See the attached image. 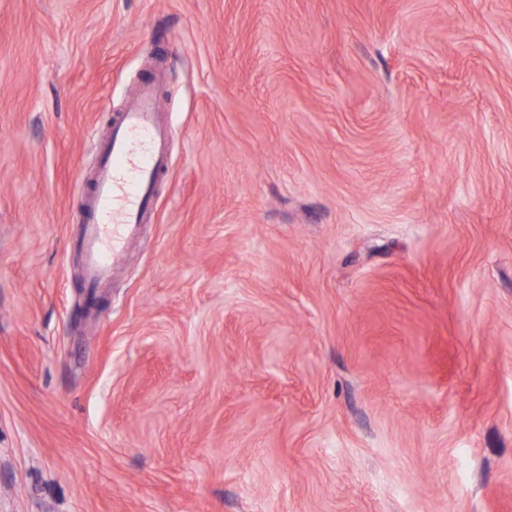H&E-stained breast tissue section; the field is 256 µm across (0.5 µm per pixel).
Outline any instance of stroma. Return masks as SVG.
<instances>
[{
  "mask_svg": "<svg viewBox=\"0 0 512 512\" xmlns=\"http://www.w3.org/2000/svg\"><path fill=\"white\" fill-rule=\"evenodd\" d=\"M0 512H512V0H0ZM169 135L157 111L154 81L143 83L100 140V161L81 224L89 292L106 288L124 264L128 245L153 204L157 178L169 166Z\"/></svg>",
  "mask_w": 512,
  "mask_h": 512,
  "instance_id": "35a3bbf8",
  "label": "stroma"
}]
</instances>
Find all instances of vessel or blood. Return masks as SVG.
<instances>
[{
    "label": "vessel or blood",
    "mask_w": 512,
    "mask_h": 512,
    "mask_svg": "<svg viewBox=\"0 0 512 512\" xmlns=\"http://www.w3.org/2000/svg\"><path fill=\"white\" fill-rule=\"evenodd\" d=\"M169 135L157 111L155 85L146 82L102 137L82 223L89 290L107 287L124 264L128 245L153 204L157 178L169 166Z\"/></svg>",
    "instance_id": "vessel-or-blood-1"
}]
</instances>
